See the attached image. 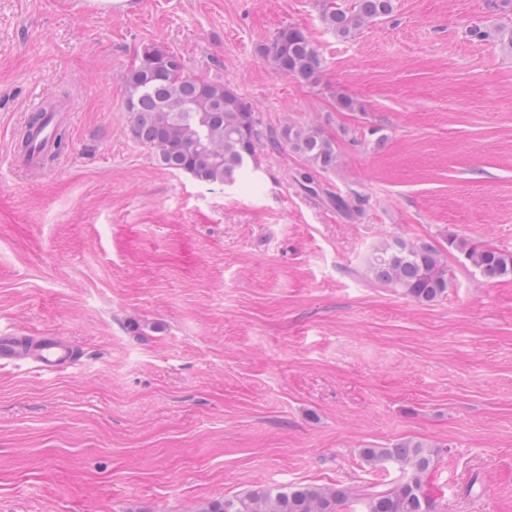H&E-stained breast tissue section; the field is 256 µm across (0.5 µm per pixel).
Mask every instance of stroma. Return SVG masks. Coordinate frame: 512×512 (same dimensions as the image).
<instances>
[{
    "label": "stroma",
    "instance_id": "1",
    "mask_svg": "<svg viewBox=\"0 0 512 512\" xmlns=\"http://www.w3.org/2000/svg\"><path fill=\"white\" fill-rule=\"evenodd\" d=\"M129 3L0 0V335L64 336L81 356L55 375L0 362V512L381 490L400 471L362 451L403 439L435 449V512H512V279L448 247L512 251V55L470 35L504 14L396 0L339 40L319 0ZM289 24L318 83L261 52ZM148 45L252 104L254 172L205 184L129 136L124 77ZM41 101L69 105L70 143L35 172L14 142ZM289 123L333 139L336 168L310 170L278 137ZM356 196L361 214L337 208ZM397 239L442 253L447 295L420 303L368 273Z\"/></svg>",
    "mask_w": 512,
    "mask_h": 512
}]
</instances>
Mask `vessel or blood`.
<instances>
[{
  "label": "vessel or blood",
  "mask_w": 512,
  "mask_h": 512,
  "mask_svg": "<svg viewBox=\"0 0 512 512\" xmlns=\"http://www.w3.org/2000/svg\"><path fill=\"white\" fill-rule=\"evenodd\" d=\"M78 359L75 345L62 336H0V360H27L47 374L64 372Z\"/></svg>",
  "instance_id": "b4317fda"
}]
</instances>
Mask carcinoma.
Listing matches in <instances>:
<instances>
[{"mask_svg":"<svg viewBox=\"0 0 512 512\" xmlns=\"http://www.w3.org/2000/svg\"><path fill=\"white\" fill-rule=\"evenodd\" d=\"M394 8V0H321L320 19L343 40L391 16ZM471 36L494 41L512 54V25L477 27ZM260 51L278 72L301 82L318 80L322 60L301 28H281ZM125 96L131 114L129 135L153 150L164 168L204 183L232 185L258 167L261 135L251 103L229 83L194 78L180 56L153 45L144 47L126 74ZM280 136L310 168L336 167V143L318 129L287 124ZM448 247L487 281L512 278V252L457 237L448 239ZM368 272L420 302L442 298L450 283L448 263L437 249L405 240L374 249ZM363 456L374 465L398 466L402 477L382 490L339 485L260 487L214 503L204 512H434L422 485L434 461L428 445L405 439L387 448H366Z\"/></svg>","mask_w":512,"mask_h":512,"instance_id":"carcinoma-1","label":"carcinoma"}]
</instances>
